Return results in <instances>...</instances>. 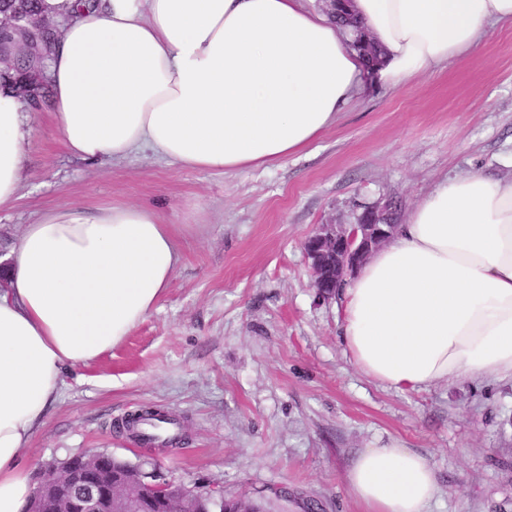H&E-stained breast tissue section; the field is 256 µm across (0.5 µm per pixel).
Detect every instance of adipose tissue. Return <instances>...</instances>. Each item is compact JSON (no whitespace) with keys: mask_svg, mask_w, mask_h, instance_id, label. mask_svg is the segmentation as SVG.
<instances>
[{"mask_svg":"<svg viewBox=\"0 0 512 512\" xmlns=\"http://www.w3.org/2000/svg\"><path fill=\"white\" fill-rule=\"evenodd\" d=\"M397 88L478 54L512 0H353ZM352 36L299 0H99L65 22L48 61L51 122L88 162L148 146L199 170L270 167L317 140L362 89ZM30 106L0 82V208L18 199ZM180 253L154 209L61 206L27 225L0 291V512L32 498L20 451L64 367L119 345L155 309ZM355 367L395 391L512 378V181L472 174L419 199L341 293ZM365 512H428L438 488L396 439L346 475Z\"/></svg>","mask_w":512,"mask_h":512,"instance_id":"obj_1","label":"adipose tissue"}]
</instances>
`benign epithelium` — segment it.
I'll list each match as a JSON object with an SVG mask.
<instances>
[{
  "label": "benign epithelium",
  "mask_w": 512,
  "mask_h": 512,
  "mask_svg": "<svg viewBox=\"0 0 512 512\" xmlns=\"http://www.w3.org/2000/svg\"><path fill=\"white\" fill-rule=\"evenodd\" d=\"M4 28L50 36L58 31L59 24L20 7L14 14L0 17V30ZM396 220V203L386 201L361 206L355 224L320 225L304 242L319 297H335L368 257L392 239ZM132 483H139L138 476L113 472L111 455L87 450L59 467L44 469L29 512H130L128 504L134 500L155 512H170L166 484L156 485L150 495L141 498L130 493Z\"/></svg>",
  "instance_id": "7a95c632"
}]
</instances>
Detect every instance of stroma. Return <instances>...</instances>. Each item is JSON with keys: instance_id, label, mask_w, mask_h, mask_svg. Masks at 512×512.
I'll use <instances>...</instances> for the list:
<instances>
[{"instance_id": "1", "label": "stroma", "mask_w": 512, "mask_h": 512, "mask_svg": "<svg viewBox=\"0 0 512 512\" xmlns=\"http://www.w3.org/2000/svg\"><path fill=\"white\" fill-rule=\"evenodd\" d=\"M20 198L0 211V254L51 208L137 203L175 229L180 260L155 309L98 359L67 368L60 396L21 450L43 465L95 448L189 487L270 499L276 512H364L346 474L395 438L432 462L430 512H512V380L394 391L361 374L341 340L339 299L312 285L302 243L393 199L399 220L446 179L512 180V26L480 54L390 89L367 81L336 123L269 168L201 171L149 148L82 161L48 111L30 112ZM155 405L186 426L149 454L118 422Z\"/></svg>"}]
</instances>
